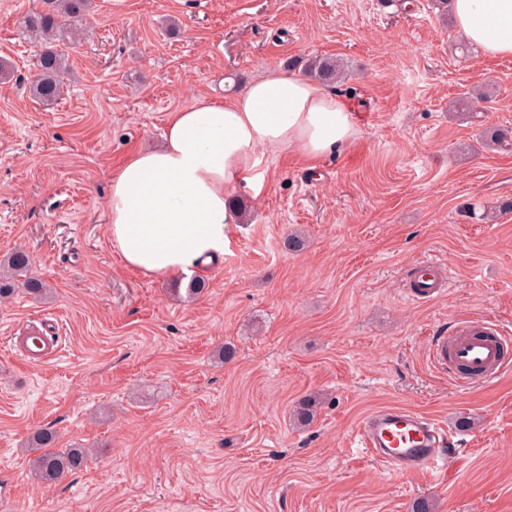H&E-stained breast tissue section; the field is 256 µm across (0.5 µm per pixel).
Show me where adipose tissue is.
<instances>
[{
	"label": "adipose tissue",
	"instance_id": "obj_1",
	"mask_svg": "<svg viewBox=\"0 0 512 512\" xmlns=\"http://www.w3.org/2000/svg\"><path fill=\"white\" fill-rule=\"evenodd\" d=\"M455 26L492 57H512V0H452ZM356 133L350 109L318 82L271 71L234 97L175 112L159 149L131 154L111 176L112 245L146 275L190 276L223 255L232 201L260 194L258 153L298 148L308 161Z\"/></svg>",
	"mask_w": 512,
	"mask_h": 512
}]
</instances>
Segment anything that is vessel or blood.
<instances>
[{"instance_id":"1","label":"vessel or blood","mask_w":512,"mask_h":512,"mask_svg":"<svg viewBox=\"0 0 512 512\" xmlns=\"http://www.w3.org/2000/svg\"><path fill=\"white\" fill-rule=\"evenodd\" d=\"M445 285L440 263L426 264L414 278L410 297L415 301L435 298ZM11 350L26 364L45 363L57 356L56 337L29 329L14 333ZM512 335L501 331L489 319L458 322L449 334L436 337L432 348L434 362L448 373L460 389L489 384L512 369L507 347ZM356 435L362 448L387 472L431 473L447 460L450 439L435 421L400 407H381L364 415Z\"/></svg>"}]
</instances>
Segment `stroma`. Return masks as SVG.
<instances>
[{
	"label": "stroma",
	"instance_id": "obj_1",
	"mask_svg": "<svg viewBox=\"0 0 512 512\" xmlns=\"http://www.w3.org/2000/svg\"><path fill=\"white\" fill-rule=\"evenodd\" d=\"M40 5L0 0L16 74L0 82V257L26 249L53 295L0 305V337L49 318L61 350L38 367L0 350V512H512V370L459 392L429 358L461 318L512 331V143L487 141L512 128V58L460 50L432 0H92L45 105L23 85L39 43L21 20ZM313 55L345 66L353 139L314 170L294 147L259 152L264 188L242 194L202 294L127 267L111 172L195 99ZM479 82L491 100L452 112ZM431 261L448 287L410 300ZM383 406L444 427L447 466L394 476L358 448L357 421ZM45 427L93 449L87 468L34 481L27 440Z\"/></svg>",
	"mask_w": 512,
	"mask_h": 512
}]
</instances>
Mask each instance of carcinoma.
I'll return each mask as SVG.
<instances>
[{"instance_id":"carcinoma-1","label":"carcinoma","mask_w":512,"mask_h":512,"mask_svg":"<svg viewBox=\"0 0 512 512\" xmlns=\"http://www.w3.org/2000/svg\"><path fill=\"white\" fill-rule=\"evenodd\" d=\"M89 7V0H43L40 10L24 17V27L39 38L40 49L36 74L28 80L29 93L44 104L57 100L61 93V75L67 71L69 50L83 35L80 19ZM304 72L314 80L332 86L341 81L344 70L332 56H315L303 64ZM30 255L21 249L0 261V302L10 300L23 292L35 297L47 295L42 281L31 276ZM314 417L310 399H300L293 409L296 426L305 427ZM58 436L50 428L34 431L29 437V448L36 456L30 463L31 477L45 484L57 482L87 466L90 449L59 448Z\"/></svg>"}]
</instances>
